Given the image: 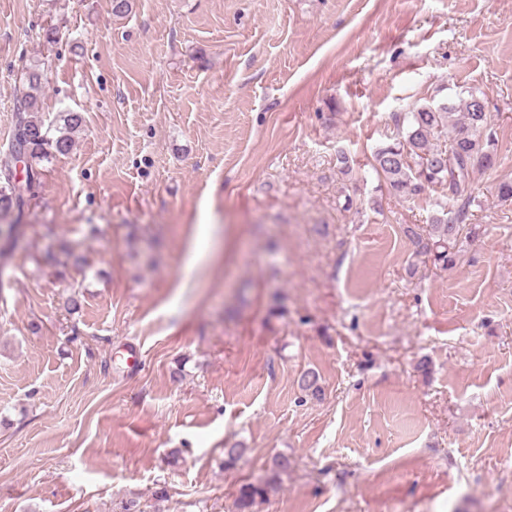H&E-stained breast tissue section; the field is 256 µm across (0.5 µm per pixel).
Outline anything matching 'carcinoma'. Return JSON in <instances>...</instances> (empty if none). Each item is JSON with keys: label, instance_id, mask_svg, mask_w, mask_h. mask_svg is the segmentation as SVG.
Listing matches in <instances>:
<instances>
[{"label": "carcinoma", "instance_id": "carcinoma-1", "mask_svg": "<svg viewBox=\"0 0 512 512\" xmlns=\"http://www.w3.org/2000/svg\"><path fill=\"white\" fill-rule=\"evenodd\" d=\"M27 91L15 103L14 128L8 147L0 151V274L11 265L21 236L26 209L41 189L44 170L40 164L53 155L70 153L72 133L84 124L80 112L63 115V126L50 135L51 125L41 113L43 73L37 67L25 73ZM403 125L401 135L393 142L377 148L372 168L378 178L406 200H415L429 190L439 189L434 201L440 213L431 218L429 228L406 226L405 235L418 256L433 260L447 269L459 256L464 238H474L480 229L466 223L469 207L475 202L469 186L474 167L491 169L495 165L494 118L486 111L484 99L471 91L459 105L448 102L424 104L411 112L394 116ZM452 127L454 135L439 142L443 129ZM24 164L25 180L16 184L10 174L15 163ZM47 262L54 266L80 267L81 254L63 249L49 254ZM306 396L319 400L323 396L319 374L304 372L298 381ZM274 478L242 485L235 498L237 512H251L257 500L265 498L274 488Z\"/></svg>", "mask_w": 512, "mask_h": 512}]
</instances>
